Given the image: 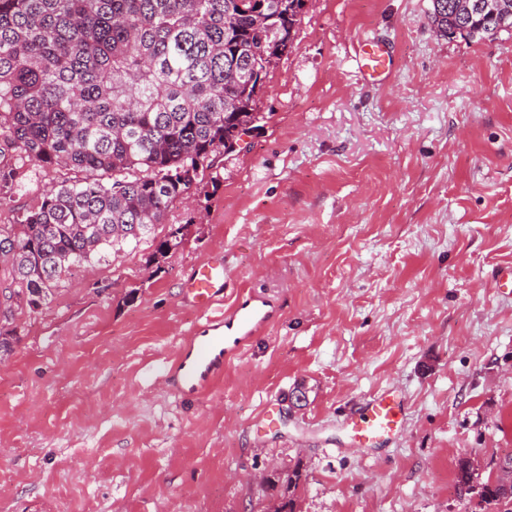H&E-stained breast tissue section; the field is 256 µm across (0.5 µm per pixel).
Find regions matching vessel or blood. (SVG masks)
Listing matches in <instances>:
<instances>
[{
  "mask_svg": "<svg viewBox=\"0 0 512 512\" xmlns=\"http://www.w3.org/2000/svg\"><path fill=\"white\" fill-rule=\"evenodd\" d=\"M386 50L365 41L356 53L359 74L384 82ZM194 303L208 309L204 322L181 346L177 357L165 369L164 382L172 393L203 396L210 393L224 375V361L261 335L275 318L272 306L255 295L224 303V266L210 262L194 269L185 282ZM404 423V401L392 388L383 389L363 401L344 421L358 447L371 448L398 436Z\"/></svg>",
  "mask_w": 512,
  "mask_h": 512,
  "instance_id": "1",
  "label": "vessel or blood"
}]
</instances>
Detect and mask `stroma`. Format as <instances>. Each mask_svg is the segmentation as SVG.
Segmentation results:
<instances>
[{
	"label": "stroma",
	"mask_w": 512,
	"mask_h": 512,
	"mask_svg": "<svg viewBox=\"0 0 512 512\" xmlns=\"http://www.w3.org/2000/svg\"><path fill=\"white\" fill-rule=\"evenodd\" d=\"M430 0H305L258 96L266 119L167 215L184 242L77 270L15 310L0 357V512H260L264 475L302 463L299 512H471L458 463L512 454V33L437 35ZM384 44L385 83L360 40ZM0 198L15 223L67 170L28 164ZM224 265L276 305L203 397L162 378L204 314L183 292ZM396 388L402 437L343 427ZM386 57L387 51L379 43L366 40L356 53L359 74L367 80L383 83L389 75L386 74Z\"/></svg>",
	"instance_id": "obj_1"
}]
</instances>
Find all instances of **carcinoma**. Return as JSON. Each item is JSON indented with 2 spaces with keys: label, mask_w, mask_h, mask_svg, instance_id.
I'll use <instances>...</instances> for the list:
<instances>
[{
  "label": "carcinoma",
  "mask_w": 512,
  "mask_h": 512,
  "mask_svg": "<svg viewBox=\"0 0 512 512\" xmlns=\"http://www.w3.org/2000/svg\"><path fill=\"white\" fill-rule=\"evenodd\" d=\"M305 0H0V191L16 163L79 173L45 194L15 224L0 225L8 259L6 300L36 312L80 267L143 242L153 259L183 244V228L158 237L173 204L204 180L213 156L236 151L262 120L256 97L288 52ZM450 0H431L443 37L512 31ZM301 464L267 478L273 512H296ZM460 488L478 512H512V481L474 484L463 460Z\"/></svg>",
  "instance_id": "carcinoma-1"
}]
</instances>
